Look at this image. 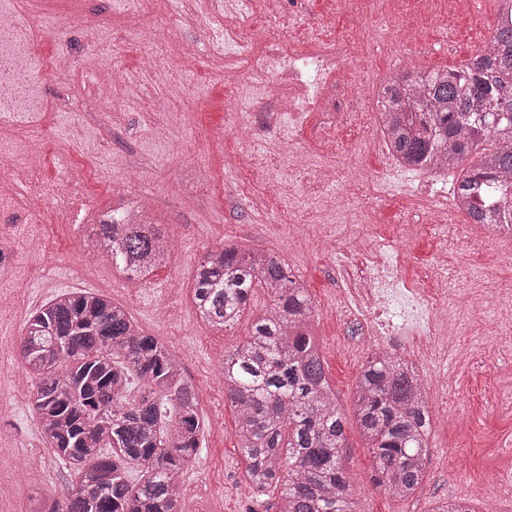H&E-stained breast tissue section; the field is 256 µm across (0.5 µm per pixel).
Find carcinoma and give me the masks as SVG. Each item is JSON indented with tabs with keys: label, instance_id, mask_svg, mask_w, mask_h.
<instances>
[{
	"label": "carcinoma",
	"instance_id": "carcinoma-1",
	"mask_svg": "<svg viewBox=\"0 0 512 512\" xmlns=\"http://www.w3.org/2000/svg\"><path fill=\"white\" fill-rule=\"evenodd\" d=\"M376 108L399 165L461 171L458 208L473 224L512 231L511 28L496 29L479 70L391 81ZM95 235L101 257L128 279H147L170 253L155 224L104 221ZM256 288L268 302L222 363L246 484L277 489L279 512H357L342 466L347 421L314 338L312 302L284 258L228 241L207 253L193 282L197 317L233 328ZM19 356L42 441L76 475L36 512H184L179 478L200 454L197 392L178 357L124 305L61 294L30 314ZM354 419L373 458L372 486L396 499L420 491L431 417L413 366L373 353L361 367Z\"/></svg>",
	"mask_w": 512,
	"mask_h": 512
}]
</instances>
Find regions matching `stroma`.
I'll use <instances>...</instances> for the list:
<instances>
[{"label": "stroma", "mask_w": 512, "mask_h": 512, "mask_svg": "<svg viewBox=\"0 0 512 512\" xmlns=\"http://www.w3.org/2000/svg\"><path fill=\"white\" fill-rule=\"evenodd\" d=\"M85 7L102 11L112 19V61L123 79L144 88L140 98L105 103L92 116L81 112H51L45 119L43 163L38 178L52 184L57 177V157H93L113 185L127 190L149 210L154 223L172 244V257L145 281H129L112 269L98 267L91 254L96 239L90 227L75 229L55 214L53 197H45L39 223L10 224V208L0 209V241L11 250L14 266L0 279L15 296L0 301V344L16 347L30 313L63 292L95 291L127 306L149 334L158 337L178 355L198 392L204 424L201 453L183 471V496L188 512H276L275 495L257 494L244 480V461L237 446L235 412L224 398L218 361L225 350L238 344L250 327L251 314L228 331L202 326L192 299L193 277L208 250L230 240L248 250L275 252L288 261L305 285L315 308L314 326L324 367L344 415L352 405L361 366L373 345H358L352 329L336 309V290L343 282L337 273L342 257L322 246L321 233L335 232L332 224H320L313 203L323 192L313 172H295L280 163L259 167L256 154L267 144L254 141L245 147L235 136L241 124L276 123L284 138L306 146L312 164L328 161L342 166L348 151L361 152L364 168L387 179L384 198L365 197L363 190L338 178L345 196L363 199L364 221L348 225L351 244L397 237L401 224L418 222L409 245L411 260L402 278L405 287L431 295L440 282L432 261L447 255L448 271L458 278L480 276L481 287L512 289V235L495 233L478 224H465L451 235L439 233L427 223L415 194L427 193L426 176L403 168H391L385 147L367 134L361 117L336 126L324 125L318 113L295 120L288 110L275 106L255 108L242 100L238 111L225 109L235 87L211 73V47L201 41L207 21L197 16L186 26L185 39L193 55L171 70L169 87L152 83L140 67L136 51L127 47L128 28L135 20L138 0H83ZM498 0H489L480 24H473L456 0H417L414 6L418 33L415 39L388 48L371 40L378 17L366 0H283L282 15L293 18L288 37L297 52L315 45L338 46L343 55L333 74L311 78L309 97L335 93L339 110H348L347 86L364 77L370 89L409 69L421 71L460 65L463 58L494 32ZM329 17L318 27L319 16ZM453 42L455 56L440 52ZM69 49L75 69L68 82L48 80L52 93L79 99L92 89L90 64L99 45L71 30ZM177 95L184 124L172 130L166 120L150 110L153 95L162 91ZM92 119L104 131L102 142L69 138V129ZM223 127V139H212V128ZM205 159L211 180L200 192L180 196L167 193L168 184L188 177L193 161ZM266 224H258L259 213ZM41 233L46 249L27 250L31 232ZM463 326L455 338L457 352L447 363L448 391L430 399V460L423 489L413 499L399 501L372 487V457L356 423L347 430L343 467L350 473L359 512H431L434 500L452 495L471 498V490L496 485L500 475L512 472V350L484 345L483 333L490 311L482 301L464 299L453 312ZM21 369L17 358L0 361V387L11 400L0 409V477L12 476V490L0 497V512H23L30 498L53 499L72 482L74 474L41 441L37 420L30 407L29 385L16 379ZM39 453L42 470L30 466V453ZM469 464L456 466L458 455ZM476 512L487 499L471 498Z\"/></svg>", "instance_id": "obj_1"}]
</instances>
